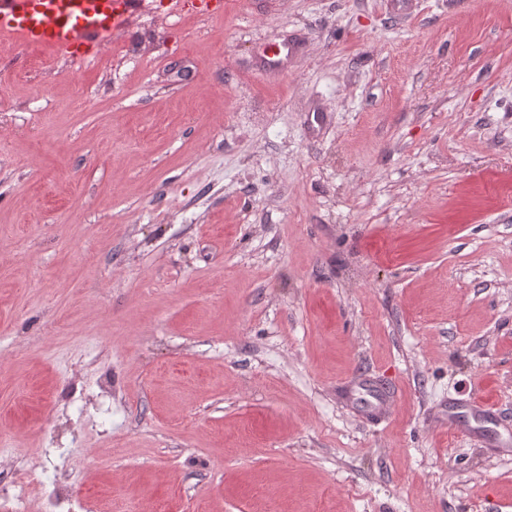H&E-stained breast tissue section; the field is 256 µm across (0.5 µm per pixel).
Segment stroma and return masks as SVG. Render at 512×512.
I'll use <instances>...</instances> for the list:
<instances>
[{"mask_svg": "<svg viewBox=\"0 0 512 512\" xmlns=\"http://www.w3.org/2000/svg\"><path fill=\"white\" fill-rule=\"evenodd\" d=\"M223 2L0 51V512H512V0ZM297 52L298 46L294 43H274L263 50L264 67L269 71H277L283 65L284 60L291 58ZM354 391L359 389L361 406L360 411L371 417H385L390 414L394 406L392 392L380 390L365 379L358 380L354 385Z\"/></svg>", "mask_w": 512, "mask_h": 512, "instance_id": "1", "label": "stroma"}]
</instances>
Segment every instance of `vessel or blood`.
Instances as JSON below:
<instances>
[{"mask_svg": "<svg viewBox=\"0 0 512 512\" xmlns=\"http://www.w3.org/2000/svg\"><path fill=\"white\" fill-rule=\"evenodd\" d=\"M143 0H0V36L28 48H49L78 61L90 59L94 47L128 28ZM297 45L280 42L266 47V70H278L294 56ZM363 414L384 417L394 406L392 392L367 380L355 384Z\"/></svg>", "mask_w": 512, "mask_h": 512, "instance_id": "vessel-or-blood-1", "label": "vessel or blood"}]
</instances>
